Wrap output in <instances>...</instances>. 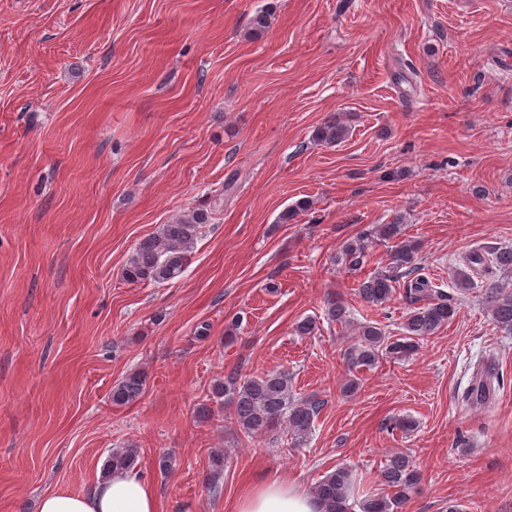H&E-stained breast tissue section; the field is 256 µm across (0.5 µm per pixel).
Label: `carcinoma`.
Instances as JSON below:
<instances>
[{
  "label": "carcinoma",
  "mask_w": 512,
  "mask_h": 512,
  "mask_svg": "<svg viewBox=\"0 0 512 512\" xmlns=\"http://www.w3.org/2000/svg\"><path fill=\"white\" fill-rule=\"evenodd\" d=\"M348 127L338 113L327 115L313 133V141L335 144L343 140ZM311 202L300 199L285 209L279 221L286 224L299 213L308 210ZM210 215L204 210H194L185 218L163 224L158 231L142 238L128 259L125 277L132 283L148 282L157 285L168 283L183 274L195 241L202 228L209 223ZM392 244L390 262L382 269L363 279L358 288L359 297L370 306H381L391 300L399 282L404 283L405 296L414 304L401 325L402 336L392 340L378 324L369 321L357 323L349 304L340 296L327 302L326 319L343 329L356 327L358 342L348 347L344 359L352 369L371 368L380 358L406 359L412 355L418 341L434 335L448 322L454 313L451 299L431 301L435 293L431 282L418 274L420 271V244L404 237L400 218L388 224H376L353 240L345 241L336 260L350 270L361 267L368 244L372 242ZM465 263L467 269L456 271L453 287L462 296L474 288L473 275L493 266L504 273H512V248H492L475 251ZM483 303L495 325L512 333V289L498 281L484 285ZM144 390V378L137 372L127 374L113 389L112 403L131 404L139 399ZM492 390L491 374L475 378L462 394L466 404L485 401ZM213 400H224L230 406V419L246 437L265 435L284 425L296 444L306 442L312 434L320 404L295 396L291 376L286 371H273L240 381L230 377L214 383L210 394ZM138 452L134 448L115 449L103 466V474L112 469L137 466ZM224 453L210 456V483L213 492L219 491L217 479L224 472ZM420 481L411 456L396 452L390 456L381 471L382 485L386 493H369L360 500L350 501L353 475L346 467H338L325 474L312 487L311 494L321 505V512H402L410 495Z\"/></svg>",
  "instance_id": "1"
}]
</instances>
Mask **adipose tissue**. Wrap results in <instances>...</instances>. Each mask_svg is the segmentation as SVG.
<instances>
[{
	"label": "adipose tissue",
	"instance_id": "1",
	"mask_svg": "<svg viewBox=\"0 0 512 512\" xmlns=\"http://www.w3.org/2000/svg\"><path fill=\"white\" fill-rule=\"evenodd\" d=\"M38 512H158V504L153 488L137 470L115 469L87 493L43 495ZM236 512H320V507L311 494L273 479L245 492Z\"/></svg>",
	"mask_w": 512,
	"mask_h": 512
}]
</instances>
